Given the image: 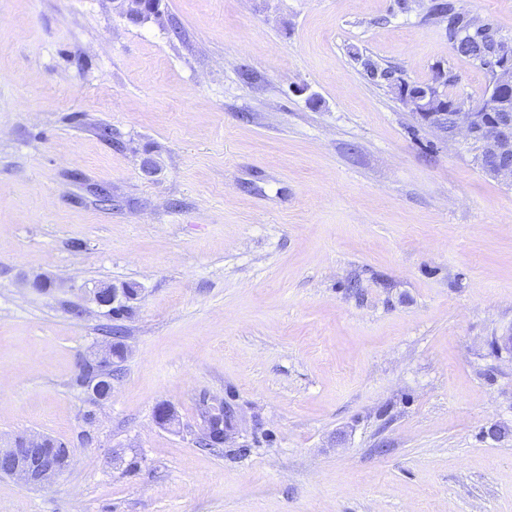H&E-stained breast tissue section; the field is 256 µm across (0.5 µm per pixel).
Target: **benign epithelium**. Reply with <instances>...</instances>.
Segmentation results:
<instances>
[{"label": "benign epithelium", "instance_id": "obj_1", "mask_svg": "<svg viewBox=\"0 0 512 512\" xmlns=\"http://www.w3.org/2000/svg\"><path fill=\"white\" fill-rule=\"evenodd\" d=\"M118 10L133 22L157 14L156 0H115ZM489 95L478 104L462 98L448 100L436 89V82L408 86L390 85L392 92L410 107L418 121L433 129L446 142L463 139L476 147L475 161L491 178L512 184V42L504 41V51L489 67ZM98 306L114 310L133 298L125 287L100 285L89 290ZM114 358L108 340L96 346L84 359L93 366L81 375L79 385L97 403L112 398V378L103 375ZM221 411H206L201 438L217 444L226 439L225 425L217 424ZM67 443L38 433L22 432L0 437V475L13 477L26 485L44 486L66 472L72 464Z\"/></svg>", "mask_w": 512, "mask_h": 512}]
</instances>
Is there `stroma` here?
<instances>
[{"label":"stroma","instance_id":"obj_1","mask_svg":"<svg viewBox=\"0 0 512 512\" xmlns=\"http://www.w3.org/2000/svg\"><path fill=\"white\" fill-rule=\"evenodd\" d=\"M429 4L0 0V436L74 454L0 512H512V185L364 69L484 98ZM118 10L133 22H143L150 15L157 14L156 0H113ZM151 1V2H149ZM90 298L93 302H95L98 306L103 308H111L108 310V314L112 315V310H116L118 308H124L125 303L133 298V295L130 294L129 290L122 286L118 288L115 285H100L96 288H92L88 291ZM120 310H116L113 313L119 312ZM114 349L116 357L121 358L122 342L115 341L112 343L111 340H108L103 344L97 345L90 352L89 356L84 359L79 385L89 394L94 402L103 403L112 398V377L102 376L101 373L106 372V366L112 362ZM85 363L93 365L95 370H91L89 374L85 375L83 371Z\"/></svg>","mask_w":512,"mask_h":512}]
</instances>
